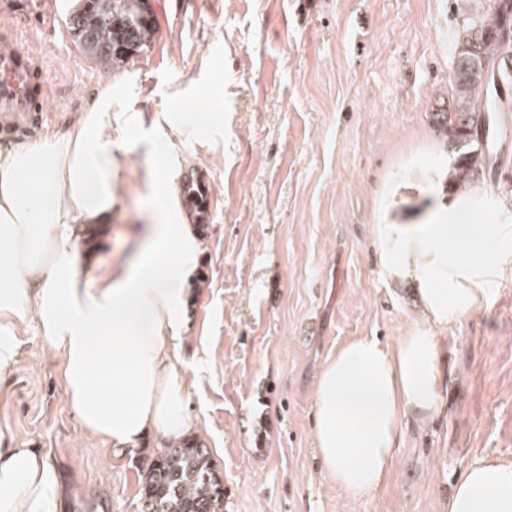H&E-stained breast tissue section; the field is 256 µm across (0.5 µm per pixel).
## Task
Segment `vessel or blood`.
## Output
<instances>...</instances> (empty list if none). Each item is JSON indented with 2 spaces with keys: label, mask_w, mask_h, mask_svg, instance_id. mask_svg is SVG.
Returning a JSON list of instances; mask_svg holds the SVG:
<instances>
[{
  "label": "vessel or blood",
  "mask_w": 512,
  "mask_h": 512,
  "mask_svg": "<svg viewBox=\"0 0 512 512\" xmlns=\"http://www.w3.org/2000/svg\"><path fill=\"white\" fill-rule=\"evenodd\" d=\"M45 86L30 54L9 52L0 54V117L9 126L26 125L42 108Z\"/></svg>",
  "instance_id": "b4317fda"
}]
</instances>
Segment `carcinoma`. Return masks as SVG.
Masks as SVG:
<instances>
[{"instance_id":"obj_1","label":"carcinoma","mask_w":512,"mask_h":512,"mask_svg":"<svg viewBox=\"0 0 512 512\" xmlns=\"http://www.w3.org/2000/svg\"><path fill=\"white\" fill-rule=\"evenodd\" d=\"M67 18L80 47L108 69H119L153 47L157 24L145 0H82ZM491 0H472L457 24L452 105L432 113L436 131L456 153L448 185L466 191L484 178L480 142L491 121L512 112V0H497L502 17L490 12ZM490 78L477 79V72ZM183 207L193 223L208 226L209 200L196 173L184 175ZM143 512H223L224 485L216 478L209 449L192 439L157 449L142 468Z\"/></svg>"}]
</instances>
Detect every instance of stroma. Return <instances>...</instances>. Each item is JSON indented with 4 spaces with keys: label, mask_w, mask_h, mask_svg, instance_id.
Masks as SVG:
<instances>
[{
    "label": "stroma",
    "mask_w": 512,
    "mask_h": 512,
    "mask_svg": "<svg viewBox=\"0 0 512 512\" xmlns=\"http://www.w3.org/2000/svg\"><path fill=\"white\" fill-rule=\"evenodd\" d=\"M0 41L32 54L49 94L46 121L22 133L65 131L73 101L112 88L116 112H180L171 142L209 192L210 226L184 339L187 410L224 485V512H448L454 482L486 458L512 462V280L485 309L434 329L445 384L442 411L406 425L387 481L353 499L326 478L311 431L321 366L359 336L396 345L419 324L413 288L381 274L371 240L386 188L410 196L452 154L431 114L452 94L453 43L465 0H153L157 39L121 70L87 56L61 0H0ZM222 107L224 127L202 138L196 113ZM129 167L100 265L128 254V228L147 208ZM488 224H512V193L478 185ZM0 425L45 449L63 487L61 512L109 497L141 512L149 439L114 463L85 435L56 361L34 326L14 337Z\"/></svg>",
    "instance_id": "stroma-1"
}]
</instances>
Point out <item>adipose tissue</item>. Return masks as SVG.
Wrapping results in <instances>:
<instances>
[{
    "mask_svg": "<svg viewBox=\"0 0 512 512\" xmlns=\"http://www.w3.org/2000/svg\"><path fill=\"white\" fill-rule=\"evenodd\" d=\"M180 121L116 112L112 92L92 98L64 133L0 144V386L13 364L11 338L34 319L85 432L121 457L148 436L169 441L193 429L183 339L197 280L201 235L184 218L172 150L156 156L144 189L150 218L134 227V255L102 268L82 231H107L130 144L154 149ZM433 179L377 225L382 275L410 284L429 327L480 310L490 282L512 277V252L487 256L488 241L512 240L511 224H462L465 199ZM445 378L427 329L396 347L361 337L323 364L313 395V438L325 475L347 496L388 477L407 422L440 410ZM60 475L46 452L0 429V512H59ZM448 512H512V463L469 467Z\"/></svg>",
    "mask_w": 512,
    "mask_h": 512,
    "instance_id": "adipose-tissue-1",
    "label": "adipose tissue"
}]
</instances>
